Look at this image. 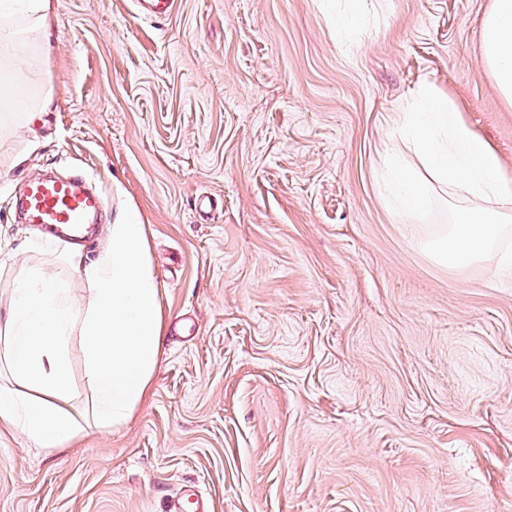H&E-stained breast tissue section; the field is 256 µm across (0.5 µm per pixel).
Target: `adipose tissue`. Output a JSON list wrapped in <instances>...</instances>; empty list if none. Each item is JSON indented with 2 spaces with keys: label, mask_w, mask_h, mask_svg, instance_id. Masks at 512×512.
<instances>
[{
  "label": "adipose tissue",
  "mask_w": 512,
  "mask_h": 512,
  "mask_svg": "<svg viewBox=\"0 0 512 512\" xmlns=\"http://www.w3.org/2000/svg\"><path fill=\"white\" fill-rule=\"evenodd\" d=\"M50 0H25L21 13L0 11V42L32 37L50 53ZM484 56L506 102L512 103V0H494L483 22ZM88 288L83 318L60 282L36 274L16 281L0 322V433L22 431L33 448H70L83 431L66 409L73 398L63 353L78 335L90 391L93 427L128 423L150 390L161 342V304L145 253V226L126 211L108 227L97 258L80 268Z\"/></svg>",
  "instance_id": "adipose-tissue-1"
}]
</instances>
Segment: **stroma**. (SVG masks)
Returning a JSON list of instances; mask_svg holds the SVG:
<instances>
[{
  "mask_svg": "<svg viewBox=\"0 0 512 512\" xmlns=\"http://www.w3.org/2000/svg\"><path fill=\"white\" fill-rule=\"evenodd\" d=\"M491 6L51 0L48 58L0 46L52 98L0 136V313L31 270L82 294L72 245L15 211L51 170L106 200L83 262L140 212L164 313L125 426L61 452L0 436V512H168L187 486L213 512H512V268L439 263L443 216L401 215L383 183L389 154L416 163L397 117L425 81L512 176Z\"/></svg>",
  "mask_w": 512,
  "mask_h": 512,
  "instance_id": "stroma-1",
  "label": "stroma"
}]
</instances>
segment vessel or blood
I'll return each instance as SVG.
<instances>
[{
    "label": "vessel or blood",
    "instance_id": "1",
    "mask_svg": "<svg viewBox=\"0 0 512 512\" xmlns=\"http://www.w3.org/2000/svg\"><path fill=\"white\" fill-rule=\"evenodd\" d=\"M22 205L25 220L40 227L46 236H56L64 229L76 237L99 215L103 200L83 188L79 177H46L26 182Z\"/></svg>",
    "mask_w": 512,
    "mask_h": 512
}]
</instances>
